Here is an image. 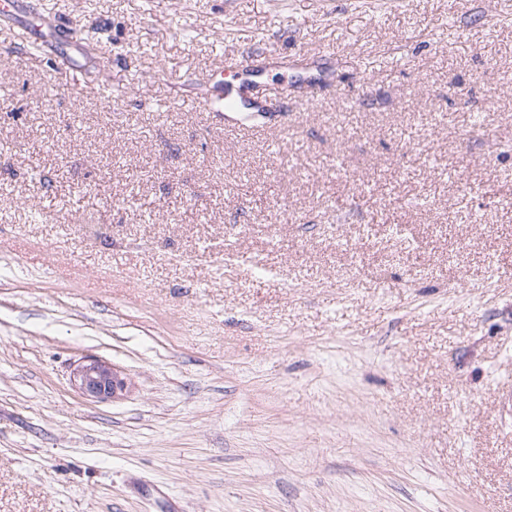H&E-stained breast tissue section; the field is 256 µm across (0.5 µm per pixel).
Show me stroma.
<instances>
[{
    "mask_svg": "<svg viewBox=\"0 0 512 512\" xmlns=\"http://www.w3.org/2000/svg\"><path fill=\"white\" fill-rule=\"evenodd\" d=\"M32 2L76 49L0 17V512H512V0ZM228 60L286 114L226 127ZM73 385L82 396L99 401L122 399L133 386L123 369L94 356H87L78 364Z\"/></svg>",
    "mask_w": 512,
    "mask_h": 512,
    "instance_id": "stroma-1",
    "label": "stroma"
}]
</instances>
